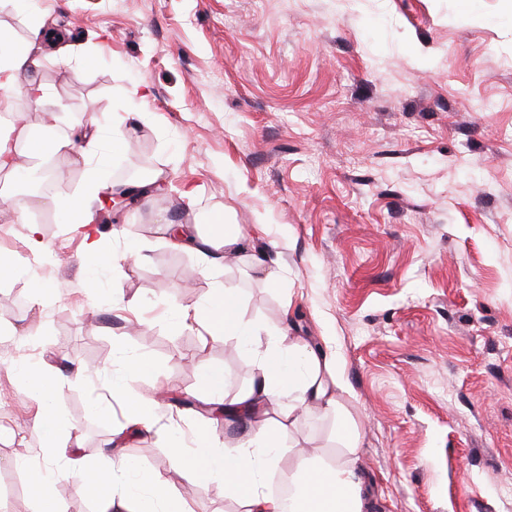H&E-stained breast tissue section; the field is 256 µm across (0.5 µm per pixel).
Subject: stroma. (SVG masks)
Segmentation results:
<instances>
[{
    "mask_svg": "<svg viewBox=\"0 0 512 512\" xmlns=\"http://www.w3.org/2000/svg\"><path fill=\"white\" fill-rule=\"evenodd\" d=\"M0 27L19 42L39 28L35 77L59 103L49 122L24 102L29 139L71 142L50 154L61 190L0 174V253L20 270L0 281V512L38 508L16 457L100 458L129 397L200 396L213 367L224 398L250 382L249 353L226 358L176 316L219 282L245 320L330 341L369 512H512V0H0ZM96 152L111 180L164 194L99 225L91 268L62 204ZM209 213L261 227L276 285L249 257L212 266L169 245L166 225ZM31 224L54 266L31 253ZM141 355L152 370L130 373ZM22 362L58 377L63 434L37 419ZM202 420L163 404L121 453L180 495L171 440L192 446ZM330 432L319 416L286 430L268 486L299 451L335 455Z\"/></svg>",
    "mask_w": 512,
    "mask_h": 512,
    "instance_id": "35a3bbf8",
    "label": "stroma"
}]
</instances>
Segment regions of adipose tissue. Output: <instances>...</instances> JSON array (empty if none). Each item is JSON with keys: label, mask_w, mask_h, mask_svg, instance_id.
Returning <instances> with one entry per match:
<instances>
[{"label": "adipose tissue", "mask_w": 512, "mask_h": 512, "mask_svg": "<svg viewBox=\"0 0 512 512\" xmlns=\"http://www.w3.org/2000/svg\"><path fill=\"white\" fill-rule=\"evenodd\" d=\"M37 64L34 41L16 42L9 31L0 28L1 113H14L15 90L21 84L30 100L42 103V85L28 78ZM120 189V184L108 178L105 160H98L86 173L80 199L68 207L78 221L90 223L89 206L103 203L105 192ZM245 239L236 224H212L205 229L185 225L172 245L190 246L201 255L227 261L241 255ZM179 317L186 326L206 322L210 336L252 353L255 363L248 386L228 401L223 398V369L209 370L203 377L207 404L223 406L225 420L247 425L236 448L217 450L210 430L204 428L196 435L194 449H172L174 464L191 472L197 484H222L225 497L237 504L238 512H366V492L356 472L362 438L345 401L349 390L335 352L305 336L262 335L243 319L237 295L223 288L215 289L198 307L181 311ZM24 375L39 404L42 422L64 427L63 415L52 404L57 377L33 366L26 367ZM305 414L331 422L340 453L333 459L300 457L288 476L287 495L272 493L262 473L279 460L280 433L298 424ZM132 470L128 463L115 465L107 454L102 463L76 471L75 488L82 494H95L96 512H189L185 501L166 500V483L156 474L139 475L142 492L133 495L127 482Z\"/></svg>", "instance_id": "ef3b65f1"}]
</instances>
